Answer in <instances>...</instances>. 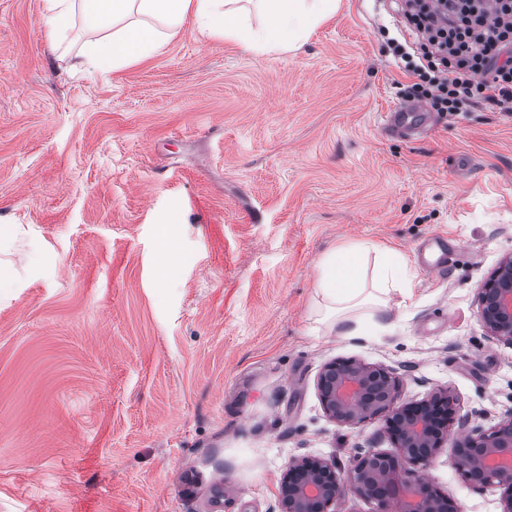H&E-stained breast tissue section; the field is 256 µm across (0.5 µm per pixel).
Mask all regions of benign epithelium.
<instances>
[{"label":"benign epithelium","mask_w":512,"mask_h":512,"mask_svg":"<svg viewBox=\"0 0 512 512\" xmlns=\"http://www.w3.org/2000/svg\"><path fill=\"white\" fill-rule=\"evenodd\" d=\"M477 301L489 337L512 347V254L484 280ZM317 392L324 413L339 425L382 417L392 450L364 451L348 471L321 458L290 462L280 479L281 512H334L348 489L372 501L376 512H460L427 474L448 442L461 473L481 486L499 488L502 512H512V411L488 429L472 425L448 389L404 402L392 369L356 359L326 363Z\"/></svg>","instance_id":"benign-epithelium-1"}]
</instances>
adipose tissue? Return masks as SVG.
Instances as JSON below:
<instances>
[{
	"mask_svg": "<svg viewBox=\"0 0 512 512\" xmlns=\"http://www.w3.org/2000/svg\"><path fill=\"white\" fill-rule=\"evenodd\" d=\"M51 36L60 37L80 18L94 38L79 52L87 72L121 67L159 52L185 28L203 36L237 42L245 50L299 51L312 33L335 16L340 0H46ZM260 25H253L252 15ZM365 249L331 252L320 264L317 288L326 301L324 319L339 324L345 336H360L359 309L383 308V296L407 289L411 271L406 257L387 248L376 254L373 269L364 265Z\"/></svg>",
	"mask_w": 512,
	"mask_h": 512,
	"instance_id": "ef3b65f1",
	"label": "adipose tissue"
}]
</instances>
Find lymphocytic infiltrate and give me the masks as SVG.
I'll return each instance as SVG.
<instances>
[{
	"mask_svg": "<svg viewBox=\"0 0 512 512\" xmlns=\"http://www.w3.org/2000/svg\"><path fill=\"white\" fill-rule=\"evenodd\" d=\"M402 12L415 40L393 42L392 54L407 97L439 112H512V0H403Z\"/></svg>",
	"mask_w": 512,
	"mask_h": 512,
	"instance_id": "lymphocytic-infiltrate-1",
	"label": "lymphocytic infiltrate"
}]
</instances>
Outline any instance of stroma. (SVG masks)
I'll use <instances>...</instances> for the list:
<instances>
[{"label": "stroma", "instance_id": "obj_1", "mask_svg": "<svg viewBox=\"0 0 512 512\" xmlns=\"http://www.w3.org/2000/svg\"><path fill=\"white\" fill-rule=\"evenodd\" d=\"M48 18L0 0V225L51 255L0 290V512H279L290 461L391 448L382 418L324 413L333 359L395 369L405 402L450 388L485 427L512 409V348L476 303L512 253V112L382 132L393 0H342L295 55L186 29L93 76L80 27L56 48ZM354 245L413 279L345 337L313 311L320 263ZM427 472L460 512H501L451 446Z\"/></svg>", "mask_w": 512, "mask_h": 512}]
</instances>
